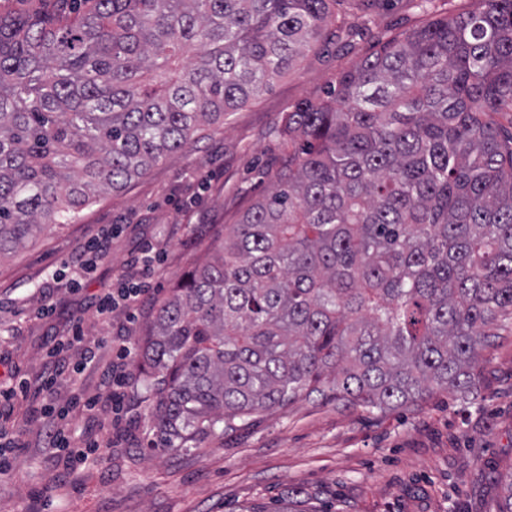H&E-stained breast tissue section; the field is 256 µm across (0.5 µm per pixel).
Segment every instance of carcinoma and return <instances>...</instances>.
Instances as JSON below:
<instances>
[{"label":"carcinoma","mask_w":512,"mask_h":512,"mask_svg":"<svg viewBox=\"0 0 512 512\" xmlns=\"http://www.w3.org/2000/svg\"><path fill=\"white\" fill-rule=\"evenodd\" d=\"M336 0H58L0 12V257L75 224L289 72ZM424 19L288 107L271 191L145 331L168 451L317 395L478 394L512 332V0ZM495 512H512V468Z\"/></svg>","instance_id":"obj_1"}]
</instances>
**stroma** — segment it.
<instances>
[{
	"mask_svg": "<svg viewBox=\"0 0 512 512\" xmlns=\"http://www.w3.org/2000/svg\"><path fill=\"white\" fill-rule=\"evenodd\" d=\"M415 3L379 0L366 18L360 0H338L337 18L359 28L346 46L321 42L223 124L205 127L193 147L101 198L82 223L46 229L0 259V385L32 388L0 404V430L17 448L0 473V512H278L290 498L301 512H495L496 474L512 467V335L481 352L473 399L436 391L385 414L304 399L179 452L154 448L153 399L134 369L122 417L105 407L65 419L73 439L98 441L95 457L73 470L45 446L43 405L104 395L113 337H125L136 366L170 288L275 181L293 150L274 133L282 113L325 97L376 41L415 26ZM93 240L101 250L78 265ZM149 248L160 256L150 299L135 317L98 319L97 296L144 279L134 260ZM77 323L82 347L52 354ZM55 369L54 391L35 393Z\"/></svg>",
	"mask_w": 512,
	"mask_h": 512,
	"instance_id": "1",
	"label": "stroma"
}]
</instances>
